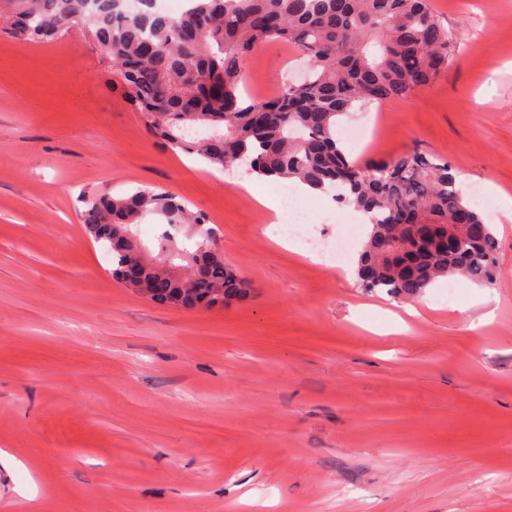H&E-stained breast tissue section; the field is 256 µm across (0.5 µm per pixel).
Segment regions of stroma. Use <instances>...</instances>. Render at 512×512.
Returning a JSON list of instances; mask_svg holds the SVG:
<instances>
[{
    "mask_svg": "<svg viewBox=\"0 0 512 512\" xmlns=\"http://www.w3.org/2000/svg\"><path fill=\"white\" fill-rule=\"evenodd\" d=\"M452 33L421 92L341 117L355 157L418 150L512 195V0H431ZM84 28L0 35V512H512V220L495 283L404 302L271 241L235 174L172 153ZM270 45L241 88L301 77ZM204 214L252 295L153 303L113 279L85 198L139 187ZM330 240L346 206L309 201Z\"/></svg>",
    "mask_w": 512,
    "mask_h": 512,
    "instance_id": "stroma-1",
    "label": "stroma"
}]
</instances>
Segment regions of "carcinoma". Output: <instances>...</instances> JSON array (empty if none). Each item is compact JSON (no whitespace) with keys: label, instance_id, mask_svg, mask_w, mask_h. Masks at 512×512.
I'll list each match as a JSON object with an SVG mask.
<instances>
[{"label":"carcinoma","instance_id":"obj_1","mask_svg":"<svg viewBox=\"0 0 512 512\" xmlns=\"http://www.w3.org/2000/svg\"><path fill=\"white\" fill-rule=\"evenodd\" d=\"M115 3L0 0V30L47 43L63 26L82 24L111 60L113 83L166 148L218 170L244 164L251 174L334 189L337 203L370 214L358 261L364 290L413 300L440 278L494 284L493 225L448 163L417 151L357 161L336 142L339 118L355 106L408 97L448 68L451 35L430 0H189L178 16L149 2L132 13ZM274 43L290 44L307 59L303 84H286L262 100L242 94L244 59ZM84 204V227L116 277L133 250L156 258L137 229L149 213L164 219L158 252L169 266H189L190 253L207 261L212 228L168 192L145 186ZM170 228L187 230L192 249ZM124 231L135 239L116 250L110 238ZM145 272L162 284L152 300L185 294V283L165 271ZM249 288L231 268L211 264L187 308H222Z\"/></svg>","mask_w":512,"mask_h":512}]
</instances>
